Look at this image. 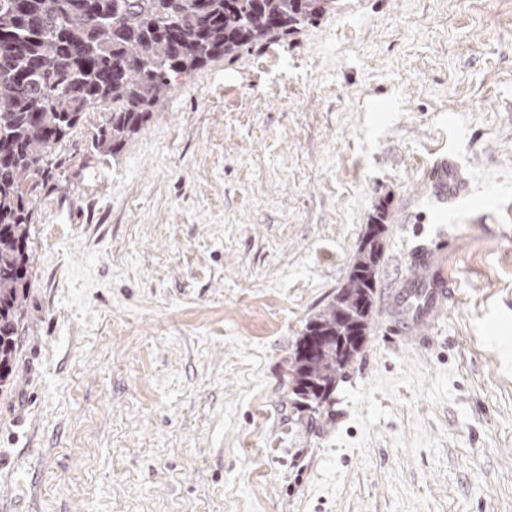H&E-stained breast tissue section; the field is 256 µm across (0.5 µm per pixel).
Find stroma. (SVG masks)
I'll return each instance as SVG.
<instances>
[{
  "instance_id": "35a3bbf8",
  "label": "stroma",
  "mask_w": 512,
  "mask_h": 512,
  "mask_svg": "<svg viewBox=\"0 0 512 512\" xmlns=\"http://www.w3.org/2000/svg\"><path fill=\"white\" fill-rule=\"evenodd\" d=\"M109 110L31 194L0 512H512V0H344L180 77L113 156ZM381 210L372 330L316 413L295 349ZM441 224L418 349L383 300ZM427 186L436 198L452 201L462 192L464 182L453 163L445 158L438 161L429 171Z\"/></svg>"
}]
</instances>
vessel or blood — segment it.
<instances>
[{
    "mask_svg": "<svg viewBox=\"0 0 512 512\" xmlns=\"http://www.w3.org/2000/svg\"><path fill=\"white\" fill-rule=\"evenodd\" d=\"M427 186L436 198L450 201L460 195L464 182L453 163L443 159L431 168ZM454 247V239L442 234L409 252V272L388 289L383 304L387 328L397 341L429 346L454 295L448 264Z\"/></svg>",
    "mask_w": 512,
    "mask_h": 512,
    "instance_id": "b4317fda",
    "label": "vessel or blood"
}]
</instances>
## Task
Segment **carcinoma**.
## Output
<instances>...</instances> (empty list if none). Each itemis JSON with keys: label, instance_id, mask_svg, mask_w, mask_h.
Instances as JSON below:
<instances>
[{"label": "carcinoma", "instance_id": "1", "mask_svg": "<svg viewBox=\"0 0 512 512\" xmlns=\"http://www.w3.org/2000/svg\"><path fill=\"white\" fill-rule=\"evenodd\" d=\"M0 0V388L10 385L27 299L32 209L26 182L49 177L53 150L102 102L95 150L119 153L167 88L220 57L286 39L343 0ZM384 214L369 225L347 283L305 325L293 393L319 411L367 338ZM329 348L306 350L308 338Z\"/></svg>", "mask_w": 512, "mask_h": 512}]
</instances>
